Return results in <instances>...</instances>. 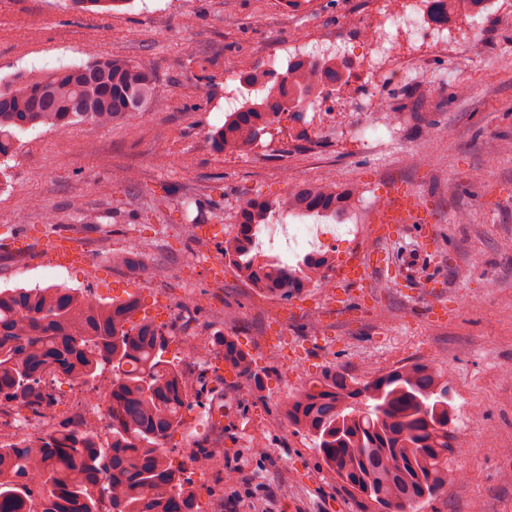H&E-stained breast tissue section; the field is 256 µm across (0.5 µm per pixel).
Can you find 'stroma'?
Here are the masks:
<instances>
[{
	"label": "stroma",
	"mask_w": 512,
	"mask_h": 512,
	"mask_svg": "<svg viewBox=\"0 0 512 512\" xmlns=\"http://www.w3.org/2000/svg\"><path fill=\"white\" fill-rule=\"evenodd\" d=\"M376 0H129L115 14L70 9L67 0H0V79L79 66L100 54L132 59L154 75L160 109L133 113L102 128L78 122L64 133L20 134L0 178V289L53 284L94 292L107 303L142 299L146 313L174 303L186 287L198 296L194 333L208 345L234 337L253 359L261 386L223 374L207 376L186 423L167 448L184 461L213 433L202 405L224 407V468L234 475L189 470L203 512L219 495L247 486L256 512H378L316 456L311 438L283 418L289 395L324 371L359 376L404 361L435 363L453 390L467 445L448 487L418 512H512V11L452 17L453 35L483 39L469 54L408 55L405 71L378 85L400 125L394 139L364 148L352 126L368 114L353 99L335 124L316 113L271 123L252 151L227 157L210 140L224 123L225 97L239 94L235 76L262 65L296 33L312 41L352 34ZM466 81L459 96L456 80ZM131 169L135 182L113 180ZM296 183H360L370 196L387 182L415 190L430 209L427 225L406 224L382 245L370 212L354 204L339 220L319 223L342 264L351 254L385 251L391 274H372V301L354 319H327L315 344L310 318L334 300L332 288L279 299L242 282L232 268L210 287L209 263L224 259L247 199L285 194ZM169 205L155 211L157 198ZM99 213V224L73 222V203ZM213 225L191 237L185 216ZM365 225L361 241L341 235ZM66 232L86 249L85 264L52 265V237ZM479 418L466 420L469 410Z\"/></svg>",
	"instance_id": "stroma-1"
}]
</instances>
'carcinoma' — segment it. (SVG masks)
I'll list each match as a JSON object with an SVG mask.
<instances>
[{"instance_id":"cac0c4a2","label":"carcinoma","mask_w":512,"mask_h":512,"mask_svg":"<svg viewBox=\"0 0 512 512\" xmlns=\"http://www.w3.org/2000/svg\"><path fill=\"white\" fill-rule=\"evenodd\" d=\"M128 0H73L76 8L110 12ZM334 58L300 59L283 73L251 68L239 76L250 94L213 134L226 154H245L285 105L318 98L340 77ZM153 75L119 55H99L22 82L0 80V176L18 135L41 127L89 121L110 127L130 112L157 106ZM336 186L307 182L276 201L250 199L239 208L236 234L224 257L251 287L288 297L325 280V255L294 265L270 260L257 234L289 215L343 216ZM139 298L106 304L89 292L59 285L0 289V401L33 413L50 402L47 373L95 385L109 371L112 441L97 445L88 431L64 428L19 448L0 449V512H25L26 475L37 473L46 512H201L196 489L175 466L166 444L190 409L192 381L165 357L171 336L152 320L136 318ZM224 361L259 385L252 361L234 339L218 340ZM374 406L362 411L357 405ZM288 424L312 437L324 463L379 512H412L448 487V466L466 440L445 380L433 364L404 363L382 374L352 379L327 372L284 405Z\"/></svg>"}]
</instances>
